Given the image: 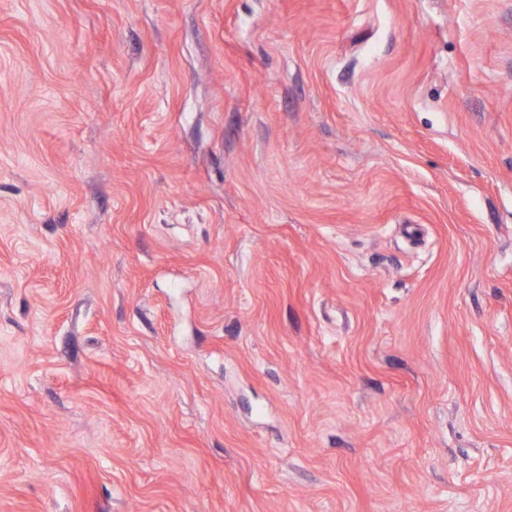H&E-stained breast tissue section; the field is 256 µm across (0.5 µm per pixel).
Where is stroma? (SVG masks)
Returning <instances> with one entry per match:
<instances>
[{
	"mask_svg": "<svg viewBox=\"0 0 512 512\" xmlns=\"http://www.w3.org/2000/svg\"><path fill=\"white\" fill-rule=\"evenodd\" d=\"M0 512H512V0H0Z\"/></svg>",
	"mask_w": 512,
	"mask_h": 512,
	"instance_id": "stroma-1",
	"label": "stroma"
}]
</instances>
